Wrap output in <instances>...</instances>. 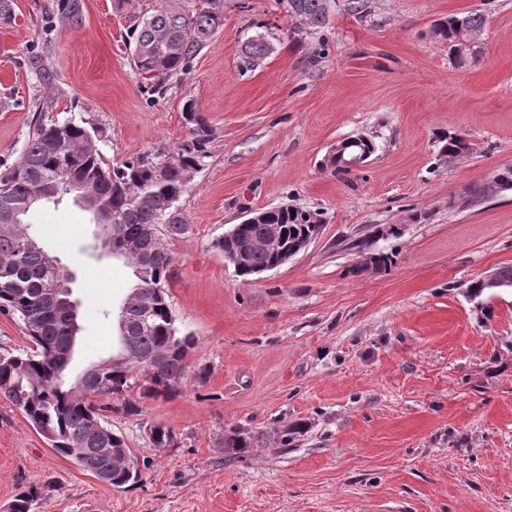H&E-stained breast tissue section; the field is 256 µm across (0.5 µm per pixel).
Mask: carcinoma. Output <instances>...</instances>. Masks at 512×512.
Segmentation results:
<instances>
[{"instance_id":"carcinoma-1","label":"carcinoma","mask_w":512,"mask_h":512,"mask_svg":"<svg viewBox=\"0 0 512 512\" xmlns=\"http://www.w3.org/2000/svg\"><path fill=\"white\" fill-rule=\"evenodd\" d=\"M288 12L297 21L295 33L314 34L325 27L331 0H286ZM57 10L77 23L81 20L79 0H59ZM224 0H163L153 13L138 17L133 26L132 59L136 71L161 89L173 76L189 69L196 54L207 46L224 26L220 14ZM455 17L437 23L434 36L448 44L450 56L459 63L474 54H459L455 43ZM264 40L244 46L245 62L253 67L269 52ZM192 125L191 138L177 150L149 157L138 156L112 165L99 151L102 131L72 120L59 122L38 115L27 133L20 159L0 169V313L17 316L33 346L0 352V398L15 406L58 453L84 467V459L95 461L99 473L109 476V485L123 488L139 479L138 470L127 473L112 456V449L125 448L124 436L112 430L107 401L117 398L129 415L142 412L147 398L167 395L189 372L187 354L195 338L180 335L172 309L170 284L174 258L165 245L192 231L177 208L193 174L210 157L212 133L193 104L183 108ZM73 182L94 193L98 213L112 212L116 231L138 250L124 256L132 269L133 283L122 302L134 331L135 348L125 357L123 345L115 343L112 355L85 369L73 383L65 370L73 356L76 337L64 311L48 303V288L54 271L43 249L30 242L25 219L33 208L32 189L42 188L58 204ZM19 221L4 223L8 215ZM318 212L293 205L268 212L266 222L240 225V234L253 244L251 268L242 277L281 265L283 256L264 246L268 224L281 226L284 244L320 233L313 227ZM152 295V310L145 314L140 295ZM162 359L152 366L147 360L158 351ZM139 389L138 395L130 390ZM174 442L170 428L150 427L154 448H168ZM255 446V436L234 430L218 443L224 461L230 462ZM40 488L30 486L19 492L9 512H34Z\"/></svg>"}]
</instances>
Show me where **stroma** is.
<instances>
[{
    "instance_id": "35a3bbf8",
    "label": "stroma",
    "mask_w": 512,
    "mask_h": 512,
    "mask_svg": "<svg viewBox=\"0 0 512 512\" xmlns=\"http://www.w3.org/2000/svg\"><path fill=\"white\" fill-rule=\"evenodd\" d=\"M12 3L0 20L1 164L19 159L41 104L101 129L114 164L187 142L186 102L209 125L211 155L178 203L192 231L167 244L177 324L197 342L188 361L209 378L184 377L141 415L110 412L144 462L121 489L0 398V512L32 485L34 512H512V288L470 290L512 266V188L484 193L512 168V0H372L364 18L336 0L304 38L286 0H224L223 27L160 93L129 49L134 17L160 0H81L77 25L55 0ZM472 11L486 24L460 65L431 28ZM251 39L270 45L253 69ZM446 132L464 134L468 154L441 156ZM359 134L378 145L365 165L326 168ZM281 205L318 211L321 236L243 280L215 240ZM26 223L74 274L71 380L109 355L131 270L99 254L93 216L72 200ZM372 253L387 267L357 271ZM155 424L173 446L152 448ZM233 429L257 446L228 463L218 442Z\"/></svg>"
}]
</instances>
